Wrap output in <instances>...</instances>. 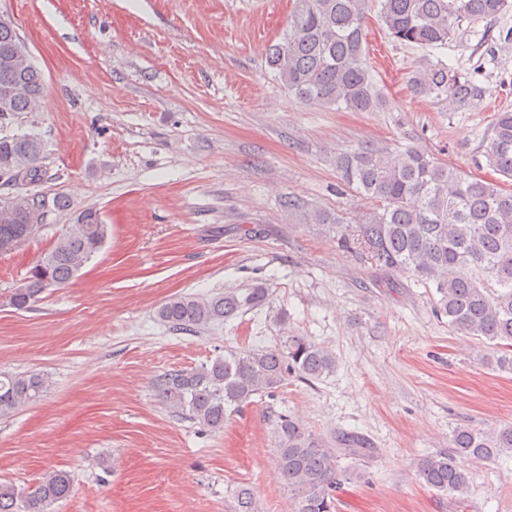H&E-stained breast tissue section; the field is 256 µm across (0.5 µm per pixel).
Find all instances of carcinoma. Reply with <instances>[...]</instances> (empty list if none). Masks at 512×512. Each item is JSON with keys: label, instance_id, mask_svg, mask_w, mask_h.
<instances>
[{"label": "carcinoma", "instance_id": "obj_1", "mask_svg": "<svg viewBox=\"0 0 512 512\" xmlns=\"http://www.w3.org/2000/svg\"><path fill=\"white\" fill-rule=\"evenodd\" d=\"M388 35L412 47L445 49L463 23L490 21L512 10V0H376ZM368 0H294L288 30L267 57L271 71L299 99L314 105L377 112L387 106L365 59ZM22 41L13 24L0 23V88L15 89L0 124L19 112L40 111L44 82L40 69L13 62ZM414 93L448 110L465 109L484 90L457 68L439 59L425 61L412 77ZM42 140L35 134L0 138V169L26 183L41 180ZM486 166L512 179V111L497 114L484 153ZM344 186L377 200L353 224L332 219L290 199L288 208L307 224H329L337 243L364 255L375 266L404 271L433 286L436 312L448 326L475 337L497 355L496 365L512 371V191L499 183L470 179L418 147L391 153L360 144L336 155ZM45 199L18 195L0 202V247L35 236ZM83 211L52 248L10 291L13 308L32 307L49 288L72 279L99 252L109 227ZM267 284L244 293H181L158 308L159 321L180 330L207 329L236 318L243 309L269 303ZM334 355L304 336H286L274 347L228 351L189 370H171L152 388L158 399L211 431L262 393L279 388L295 371L306 381L334 371ZM48 389L40 374L18 376L0 371V418L38 401ZM276 466L297 512H335L333 492L340 485L337 449L315 436L298 419L281 415L273 426ZM452 447L461 455L495 460L512 453V425L487 430L458 427ZM419 477L438 492H461L470 482L453 456L423 459ZM73 488L71 474L51 470L28 491L0 482V512H50ZM235 512H256L250 488L235 493Z\"/></svg>", "mask_w": 512, "mask_h": 512}]
</instances>
